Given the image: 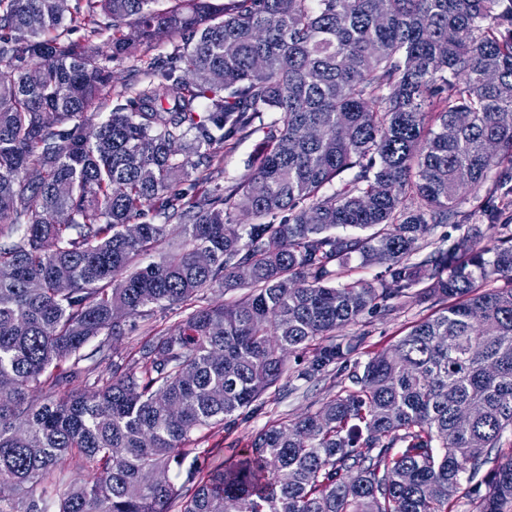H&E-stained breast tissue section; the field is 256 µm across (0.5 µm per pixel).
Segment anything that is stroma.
I'll return each mask as SVG.
<instances>
[{
	"label": "stroma",
	"mask_w": 512,
	"mask_h": 512,
	"mask_svg": "<svg viewBox=\"0 0 512 512\" xmlns=\"http://www.w3.org/2000/svg\"><path fill=\"white\" fill-rule=\"evenodd\" d=\"M264 131L255 132L240 140L234 149L224 155V182L232 184L248 171L256 167L264 146ZM433 307L421 298L417 290H410L406 297L394 300L392 310L378 309L366 313L359 322L347 325L336 332L337 340L352 336L362 337L363 343L345 368H337L329 375L311 380H298L288 394L270 393L266 397V407L262 411L247 415L235 424L215 428L206 432L196 451L205 467L214 468L224 461L233 459L246 448L252 437L277 420H291L308 411L318 410L323 402L336 394L340 384L346 381L352 371L362 370L372 357L395 345L416 322L431 315ZM179 311H155L152 321L128 320L124 334L116 347L122 354L139 351L148 340L150 333L162 334L174 329L181 320Z\"/></svg>",
	"instance_id": "obj_1"
}]
</instances>
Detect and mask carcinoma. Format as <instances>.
I'll return each instance as SVG.
<instances>
[{
  "label": "carcinoma",
  "instance_id": "1",
  "mask_svg": "<svg viewBox=\"0 0 512 512\" xmlns=\"http://www.w3.org/2000/svg\"><path fill=\"white\" fill-rule=\"evenodd\" d=\"M162 33L179 45L149 56ZM122 60L143 78L114 95ZM264 112L259 166L202 176ZM505 158L512 0H0V512H453L489 464L477 512H505L512 235L484 240L508 204L412 261ZM355 255L386 278L336 284ZM418 284L438 309L353 387L220 468L187 462L292 387L287 355L329 339L298 379L348 362L363 339L336 330ZM215 286L249 293L193 307ZM183 308L138 358L111 347ZM96 355L109 379L74 387Z\"/></svg>",
  "mask_w": 512,
  "mask_h": 512
}]
</instances>
